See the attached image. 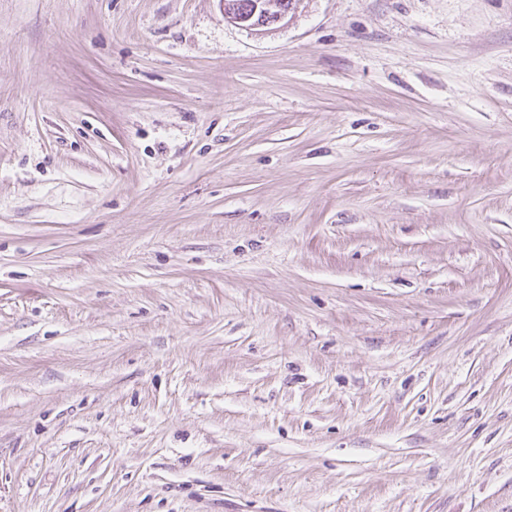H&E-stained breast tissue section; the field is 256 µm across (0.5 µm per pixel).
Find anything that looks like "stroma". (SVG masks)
<instances>
[{
  "instance_id": "obj_1",
  "label": "stroma",
  "mask_w": 512,
  "mask_h": 512,
  "mask_svg": "<svg viewBox=\"0 0 512 512\" xmlns=\"http://www.w3.org/2000/svg\"><path fill=\"white\" fill-rule=\"evenodd\" d=\"M0 512H512V0H0ZM224 5V19L235 25L258 29L280 24L288 19L292 6L284 7L286 1L253 0L235 6L227 5L241 0H220ZM283 4V5H281Z\"/></svg>"
}]
</instances>
